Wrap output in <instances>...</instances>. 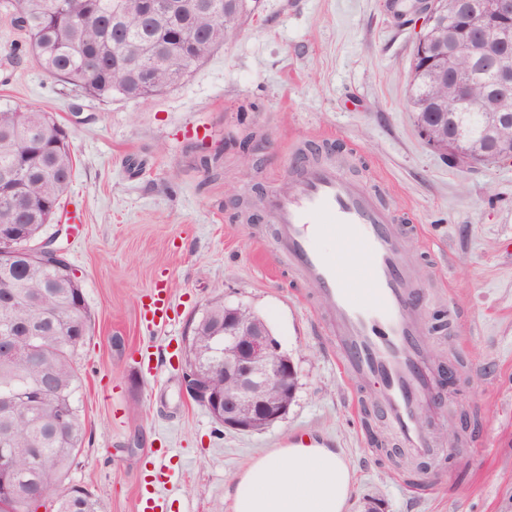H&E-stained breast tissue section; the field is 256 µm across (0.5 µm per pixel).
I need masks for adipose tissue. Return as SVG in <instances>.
<instances>
[{"mask_svg": "<svg viewBox=\"0 0 512 512\" xmlns=\"http://www.w3.org/2000/svg\"><path fill=\"white\" fill-rule=\"evenodd\" d=\"M352 490L344 458L305 437L269 450L237 472L230 512H345Z\"/></svg>", "mask_w": 512, "mask_h": 512, "instance_id": "adipose-tissue-1", "label": "adipose tissue"}]
</instances>
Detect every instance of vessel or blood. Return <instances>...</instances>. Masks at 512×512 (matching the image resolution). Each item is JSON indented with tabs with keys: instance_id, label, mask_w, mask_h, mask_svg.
<instances>
[{
	"instance_id": "1",
	"label": "vessel or blood",
	"mask_w": 512,
	"mask_h": 512,
	"mask_svg": "<svg viewBox=\"0 0 512 512\" xmlns=\"http://www.w3.org/2000/svg\"><path fill=\"white\" fill-rule=\"evenodd\" d=\"M290 266L326 302L337 364L352 382L377 379V407L402 447L428 457L431 443L417 416L434 409L436 390L425 351L416 290L405 253L414 227H400L378 198L344 177L335 164L298 165L265 200ZM338 240L341 259L321 248ZM168 296L153 289L142 316L166 322Z\"/></svg>"
}]
</instances>
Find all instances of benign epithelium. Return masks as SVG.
I'll return each instance as SVG.
<instances>
[{"instance_id": "obj_1", "label": "benign epithelium", "mask_w": 512, "mask_h": 512, "mask_svg": "<svg viewBox=\"0 0 512 512\" xmlns=\"http://www.w3.org/2000/svg\"><path fill=\"white\" fill-rule=\"evenodd\" d=\"M455 7L454 0H420L411 5L418 12L421 32L416 48L422 58L454 59L468 55L481 59L492 75L495 87L512 89V64L507 60L512 49V0H483L482 7L466 13L463 35L448 40V46H436L427 32L438 17ZM253 0H224V14L240 16L254 11ZM443 152L469 166L482 164L484 157L467 152L453 139L441 142ZM58 238L44 239L31 246L30 254L50 256L66 266ZM218 355L203 364L201 371L182 375L183 391L210 414L222 427L239 433H252L258 427L282 420L295 397L297 370L273 329L244 304L224 305V328L216 333ZM219 372L224 376V392L210 389L206 378Z\"/></svg>"}]
</instances>
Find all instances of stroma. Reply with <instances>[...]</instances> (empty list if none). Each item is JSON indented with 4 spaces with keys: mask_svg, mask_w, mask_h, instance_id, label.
Masks as SVG:
<instances>
[{
    "mask_svg": "<svg viewBox=\"0 0 512 512\" xmlns=\"http://www.w3.org/2000/svg\"><path fill=\"white\" fill-rule=\"evenodd\" d=\"M0 0V107L38 106L72 134L61 238L93 330L75 358L85 438L72 483L103 512H137L147 470L169 472L166 512H221L233 475L306 432L349 464L348 512H512V162L448 163L408 105L417 23L386 0H259L237 36L151 100L76 99L28 52ZM334 134L329 154L423 238L407 261L425 296L429 352L450 367L443 418L425 417L449 463L397 448L374 383L339 370L313 285L279 251L266 193L298 151ZM223 152L219 175L198 163ZM166 289L167 324L141 321ZM263 316L298 368L286 417L253 433L218 425L182 390L183 340L214 300ZM151 346L156 371L137 370ZM469 429L447 443L452 417Z\"/></svg>",
    "mask_w": 512,
    "mask_h": 512,
    "instance_id": "1",
    "label": "stroma"
}]
</instances>
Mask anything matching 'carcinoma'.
<instances>
[{"mask_svg": "<svg viewBox=\"0 0 512 512\" xmlns=\"http://www.w3.org/2000/svg\"><path fill=\"white\" fill-rule=\"evenodd\" d=\"M224 0H191L184 14L156 0H16L14 23L42 69L74 87L78 96L100 100L140 99L176 86L186 71L172 67L168 47L181 45L195 68L232 39L239 20L212 8ZM487 88L470 89L468 101L443 121L450 135H463L486 152V162H505L488 135L480 99ZM457 88L435 80L431 68L411 61L409 106L415 123L438 111L434 100L452 101ZM70 134L35 106L0 110V229L26 249L52 222L71 182ZM15 298L0 309V332L10 330L15 354L0 358V512H36L37 499L56 501L55 512H101L78 485L63 495L42 481L46 469L67 478L85 437L74 402V356L85 339L90 312L81 285L48 262L18 259L0 265V291ZM224 322V302L210 303L191 327L196 356H215L212 336ZM39 491V498L30 496Z\"/></svg>", "mask_w": 512, "mask_h": 512, "instance_id": "1", "label": "carcinoma"}]
</instances>
